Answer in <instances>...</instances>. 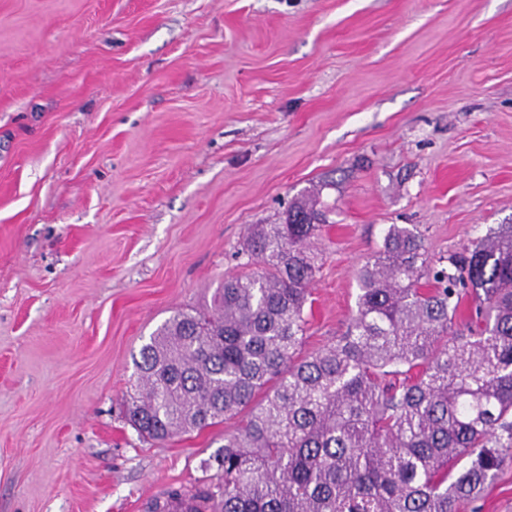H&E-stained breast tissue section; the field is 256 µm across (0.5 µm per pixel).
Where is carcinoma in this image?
Instances as JSON below:
<instances>
[{
    "instance_id": "carcinoma-1",
    "label": "carcinoma",
    "mask_w": 512,
    "mask_h": 512,
    "mask_svg": "<svg viewBox=\"0 0 512 512\" xmlns=\"http://www.w3.org/2000/svg\"><path fill=\"white\" fill-rule=\"evenodd\" d=\"M322 190L281 224H254L258 269L224 279L205 310L178 311L142 345L127 415L165 441L247 412L224 437L213 512H457L512 465V224L421 283V235L403 225L358 273L346 332L296 356ZM477 320L448 336L463 298Z\"/></svg>"
}]
</instances>
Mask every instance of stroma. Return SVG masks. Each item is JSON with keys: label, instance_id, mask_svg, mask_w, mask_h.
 Instances as JSON below:
<instances>
[{"label": "stroma", "instance_id": "stroma-1", "mask_svg": "<svg viewBox=\"0 0 512 512\" xmlns=\"http://www.w3.org/2000/svg\"><path fill=\"white\" fill-rule=\"evenodd\" d=\"M325 180L303 356L389 225L435 262L512 222V0H0V512L218 484L239 418L141 439L134 360Z\"/></svg>", "mask_w": 512, "mask_h": 512}]
</instances>
